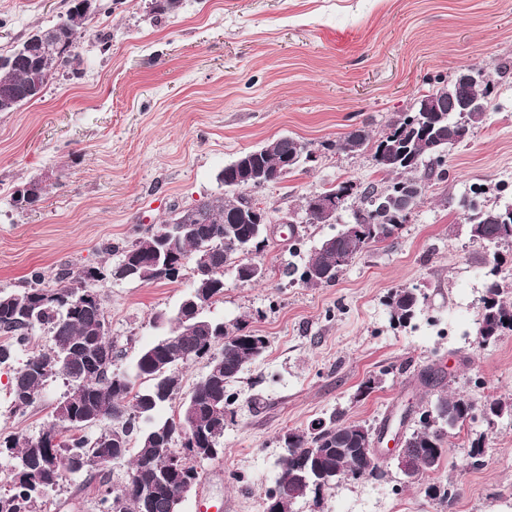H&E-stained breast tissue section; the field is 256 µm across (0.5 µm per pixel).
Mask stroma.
<instances>
[{"label":"stroma","mask_w":512,"mask_h":512,"mask_svg":"<svg viewBox=\"0 0 512 512\" xmlns=\"http://www.w3.org/2000/svg\"><path fill=\"white\" fill-rule=\"evenodd\" d=\"M99 31L78 38L75 60L40 100L0 112V289L22 287L33 271L54 278L82 265L109 271L107 245L146 235L175 207L221 193L224 165L283 135L308 143L314 161L280 182L253 190L273 231L254 254L258 283L224 274L213 317L269 340L231 391L234 422L222 454L199 466V483L179 512H263L283 453L280 435L305 430L343 410L380 426L405 408L426 406L416 380L434 365L448 392L476 404L512 398V334L483 345L476 336L485 293V260L499 253L512 274V247L471 239L461 201L484 188L489 201L512 200V0H183L174 14L149 13L145 0H98ZM64 0H0V53L37 25L56 22ZM111 36L101 45L99 33ZM482 66L494 88L486 122L448 152L444 179L387 241L365 248L331 286L290 282L284 270L338 226L353 221L351 197L335 223L311 224L306 196L348 181L379 182L369 154L329 145L363 126L372 137L408 111L437 82ZM45 185L39 205L15 207L31 179ZM289 224H282V217ZM193 286L191 267L177 281L105 279L101 295L109 336L130 369L161 335L157 314L173 313ZM424 301L406 325L387 301L396 288ZM377 387L357 398L358 386ZM61 380L13 412L9 374L0 369V439L38 435L63 395ZM487 435L483 467H466V444ZM388 481H342L321 503L294 512H440L426 484L459 488L452 512H512V415L454 431L440 468L403 483L393 456ZM99 478L81 472L51 491L37 512H100Z\"/></svg>","instance_id":"1"}]
</instances>
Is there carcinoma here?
<instances>
[{"mask_svg": "<svg viewBox=\"0 0 512 512\" xmlns=\"http://www.w3.org/2000/svg\"><path fill=\"white\" fill-rule=\"evenodd\" d=\"M67 0L66 12L49 26H38L0 55V89L15 91L10 103L0 101V112H14L21 105L42 98L49 79L55 72L74 60L72 48L79 31L85 29L89 15ZM64 30L67 40L58 44V51L45 61L39 71V85H34L30 66H17L13 55L25 42L45 31ZM492 80L467 86L454 81L428 91L420 100L435 104L444 121L429 132L426 139L411 138L409 150L415 162H405L399 153H380L381 140L369 132L349 133L343 140L330 145L336 152H367L376 172L385 176L387 186L379 190L364 189L361 208L356 218L364 220L359 229L345 224L334 235L324 238L312 249L299 266H290L286 276L303 285L316 288L334 283L346 267L365 247L384 242L395 235L398 225L391 222L384 208L388 199L397 195L402 186L417 182L421 186L446 174L445 154L448 152V128H453L459 140L470 138L486 116L471 112L466 116L449 93L464 97H488ZM424 124L412 110L393 121L384 137L399 133L410 135V127ZM272 149L255 156L260 167L273 173L284 160L297 158L308 144L298 138L278 137L269 141ZM473 219L469 224L471 237L493 244L512 243V223L498 224L490 219L497 205L470 201ZM246 214L244 196L222 194L206 201L173 210L169 221L187 218L194 227L179 225L175 236L165 241L156 233H148L125 246H108L107 254L118 256L110 275L115 282L142 283L161 279L175 281L179 274L162 275L140 267L145 257L158 262H176L179 267L194 261L193 269L210 262L211 277L201 283L205 299L200 311L186 310L179 305L175 315L164 326L166 334L143 348L131 370L119 373L112 363L120 353L112 348L105 320L100 284L96 267L65 268L54 278V285L45 283L42 274H32L22 289L0 291V334L8 340L0 343V366L12 370V408L23 413L39 399L47 380L59 376L69 391L54 407L55 423L38 437L10 435L0 441V458L11 464L13 479L8 493L0 495V512H35L44 493L67 480L73 471L57 464L58 459L82 452L90 459L98 458L96 469L101 472L99 504L101 512H178L185 493L184 476L198 471L206 460L224 453L226 416H235L234 400L228 387L236 382L245 366L268 348L262 335L241 333L229 338L217 332L221 321L206 314L211 301L224 295V272L237 270L239 246L257 240L261 226L243 220ZM489 283L482 299L483 307L476 329L480 342L488 344L512 332V307L503 299L504 288L499 281L502 272L498 256L487 262ZM420 304L411 288H397L389 296L392 320L398 324L410 321ZM46 329L52 336L48 348L34 349L26 360L15 365L16 351L29 343L31 330ZM219 352L222 359L207 365L205 374L196 383L177 415L156 417L157 410L175 398L181 389L182 371L192 362L211 358ZM444 375L438 367H428L419 374L423 387L436 392L423 410L415 427L406 432L407 451L414 457L413 477L434 471L447 453L445 444L452 431L467 421L470 397L449 395L444 391ZM433 419H428V411ZM100 418L103 428L94 438L62 436L64 430L79 431L93 418ZM377 429L359 421H346L343 413L331 414L307 430H286L280 437L287 452L279 460L275 489L267 496L270 512H292L291 506L300 499V487L307 486V497L314 503L324 493L343 480L371 479L383 482L389 472L377 461L368 459L363 449L368 447ZM487 435L483 432L469 439L467 466L484 465ZM133 456L128 480L116 488L105 473L113 460ZM450 484L429 483L426 497L450 507L456 496L449 494Z\"/></svg>", "mask_w": 512, "mask_h": 512, "instance_id": "carcinoma-1", "label": "carcinoma"}]
</instances>
